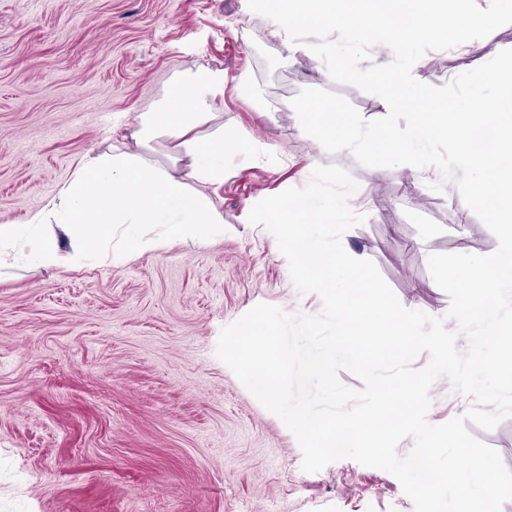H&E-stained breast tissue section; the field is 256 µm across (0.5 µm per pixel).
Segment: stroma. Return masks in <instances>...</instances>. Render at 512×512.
<instances>
[{"label": "stroma", "mask_w": 512, "mask_h": 512, "mask_svg": "<svg viewBox=\"0 0 512 512\" xmlns=\"http://www.w3.org/2000/svg\"><path fill=\"white\" fill-rule=\"evenodd\" d=\"M271 30L244 0H0V222L41 208L86 152L122 147L178 77L223 70L224 132L251 135L207 189L223 236L119 265L0 270V512H414L386 471L342 459L304 472L294 434L217 357L222 329L258 303L322 310L248 215L314 167H342L367 190L344 248L433 316L450 299L429 255H487L498 241L455 184L431 190L434 168L365 167L308 136L290 105L304 88L368 120L386 104L334 82L310 51L286 54ZM508 48L512 24L426 53L413 74L440 86ZM431 396L433 424L471 404L444 377Z\"/></svg>", "instance_id": "obj_1"}]
</instances>
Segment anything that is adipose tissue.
Returning a JSON list of instances; mask_svg holds the SVG:
<instances>
[{"label": "adipose tissue", "mask_w": 512, "mask_h": 512, "mask_svg": "<svg viewBox=\"0 0 512 512\" xmlns=\"http://www.w3.org/2000/svg\"><path fill=\"white\" fill-rule=\"evenodd\" d=\"M224 72L176 80L158 107L142 113L123 148L90 152L70 180L20 223H0V269L21 259L50 268L111 247L113 262L160 249L170 239L204 240L224 214L206 194L224 180ZM171 149L175 170L151 165V142ZM147 224L163 227L159 237Z\"/></svg>", "instance_id": "obj_1"}]
</instances>
